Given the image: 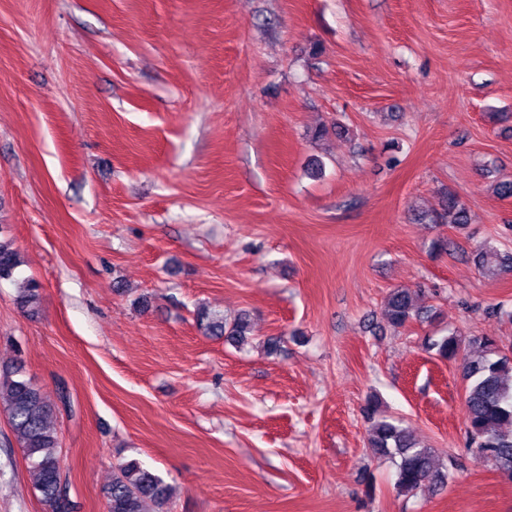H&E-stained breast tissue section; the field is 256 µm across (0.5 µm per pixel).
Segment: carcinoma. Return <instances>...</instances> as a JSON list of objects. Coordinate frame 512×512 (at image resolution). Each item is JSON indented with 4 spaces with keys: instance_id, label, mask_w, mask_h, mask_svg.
<instances>
[{
    "instance_id": "cac0c4a2",
    "label": "carcinoma",
    "mask_w": 512,
    "mask_h": 512,
    "mask_svg": "<svg viewBox=\"0 0 512 512\" xmlns=\"http://www.w3.org/2000/svg\"><path fill=\"white\" fill-rule=\"evenodd\" d=\"M449 224L468 223V211L457 197L448 195L444 215ZM475 264L490 273H512V252H501L484 244L473 252ZM22 265L19 251L10 240L0 239V281L11 280ZM420 291L396 288L387 297L384 313L388 323L406 327L421 316L416 304ZM40 285L30 280L18 296V304L31 316L38 313ZM205 336L224 338L245 345L251 333L247 314L229 322L206 306L195 311ZM427 350L441 360L452 361L460 354V339L453 331L425 340ZM479 355L464 361L465 420L468 448L479 462H489L512 477V355L504 353L494 339L479 340ZM22 360L15 359L0 369V399L8 422L34 472V489L42 512H73L63 481L64 460L60 435L54 423L57 405L42 389L25 377ZM368 446L374 454L397 459L395 487L414 496L425 487H443L448 470L440 466L434 451L413 439L401 425L387 419L372 421ZM106 512H171L172 488L158 474L136 459H119L112 466V482L104 489Z\"/></svg>"
}]
</instances>
